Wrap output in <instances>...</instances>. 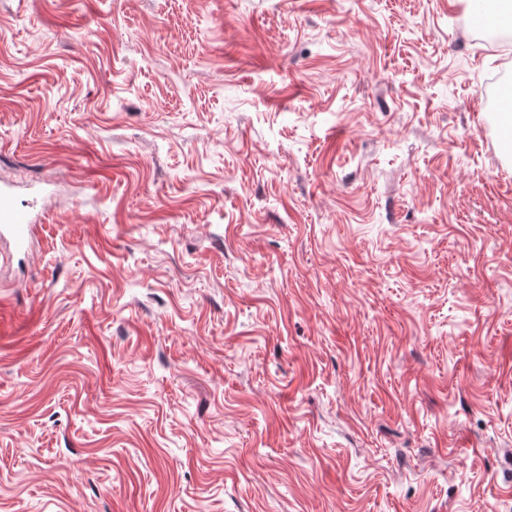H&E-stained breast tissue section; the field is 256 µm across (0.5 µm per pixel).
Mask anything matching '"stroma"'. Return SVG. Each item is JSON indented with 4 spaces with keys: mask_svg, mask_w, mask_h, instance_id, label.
<instances>
[{
    "mask_svg": "<svg viewBox=\"0 0 512 512\" xmlns=\"http://www.w3.org/2000/svg\"><path fill=\"white\" fill-rule=\"evenodd\" d=\"M464 0H0V512H512V153ZM29 212L20 206L14 197L0 192V236L8 234L19 249H24L34 235L35 225Z\"/></svg>",
    "mask_w": 512,
    "mask_h": 512,
    "instance_id": "1",
    "label": "stroma"
}]
</instances>
